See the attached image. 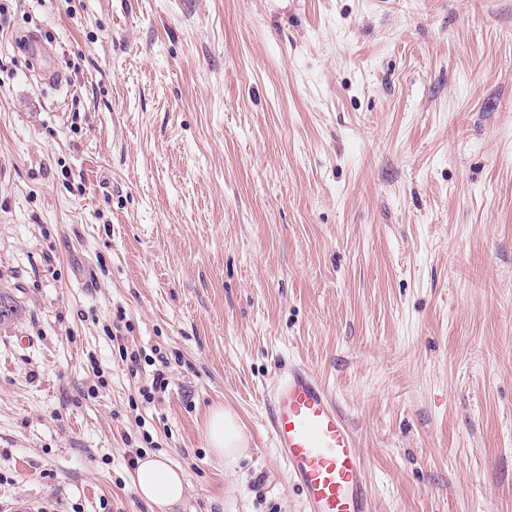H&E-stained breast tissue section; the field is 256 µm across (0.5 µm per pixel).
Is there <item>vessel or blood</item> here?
<instances>
[{
  "mask_svg": "<svg viewBox=\"0 0 512 512\" xmlns=\"http://www.w3.org/2000/svg\"><path fill=\"white\" fill-rule=\"evenodd\" d=\"M269 407L275 453L306 512H370L365 456L318 375L297 363L280 369Z\"/></svg>",
  "mask_w": 512,
  "mask_h": 512,
  "instance_id": "obj_1",
  "label": "vessel or blood"
}]
</instances>
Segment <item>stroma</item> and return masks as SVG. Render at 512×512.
<instances>
[{"mask_svg":"<svg viewBox=\"0 0 512 512\" xmlns=\"http://www.w3.org/2000/svg\"><path fill=\"white\" fill-rule=\"evenodd\" d=\"M0 6V512H150L144 453L188 475L172 512H303L291 360L372 512H512V0ZM273 448L306 512H370L366 462L325 383L303 364H288L269 390ZM210 450L219 457L235 461L246 450L245 440L234 415L224 407L213 408L206 422Z\"/></svg>","mask_w":512,"mask_h":512,"instance_id":"1","label":"stroma"}]
</instances>
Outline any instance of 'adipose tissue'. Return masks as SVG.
Instances as JSON below:
<instances>
[{
    "instance_id": "1",
    "label": "adipose tissue",
    "mask_w": 512,
    "mask_h": 512,
    "mask_svg": "<svg viewBox=\"0 0 512 512\" xmlns=\"http://www.w3.org/2000/svg\"><path fill=\"white\" fill-rule=\"evenodd\" d=\"M210 450L217 456L233 461L244 454L245 440L234 415L224 408H213L206 422ZM187 478L183 470L163 456L149 455L136 467L133 486L137 496L154 508L167 512L184 498Z\"/></svg>"
}]
</instances>
